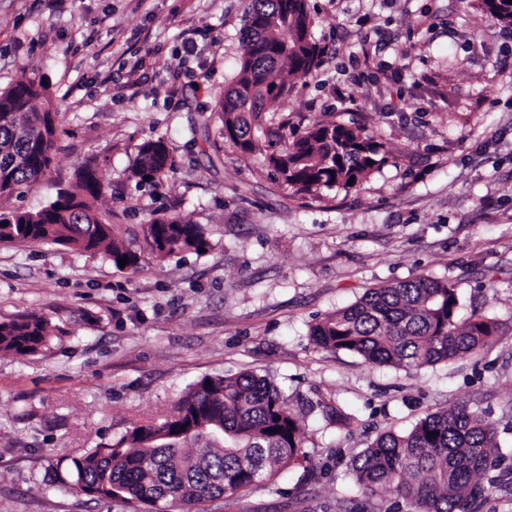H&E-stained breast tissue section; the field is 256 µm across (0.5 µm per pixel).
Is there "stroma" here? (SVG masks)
<instances>
[{"mask_svg":"<svg viewBox=\"0 0 512 512\" xmlns=\"http://www.w3.org/2000/svg\"><path fill=\"white\" fill-rule=\"evenodd\" d=\"M245 0H0V88L34 66L62 132L35 210L92 161L127 246L174 212L205 252L137 271L55 245L0 242V321L45 316L47 348L0 352V512H138L58 489L73 456L161 420L204 376H268L303 419L305 459L204 512H388L357 496L350 461L380 433L461 403L498 430L512 468V28L481 0H309L322 65L268 105L264 128L354 123L388 161L348 190L281 188L258 148L219 140L215 101L236 76ZM193 35L195 53L182 39ZM175 162L130 177L140 144ZM425 275L459 318L497 324L476 353L418 369L316 347L311 327L371 288ZM351 416L337 422V413ZM173 166L167 145L163 139L157 138L140 146L131 173L138 185H157L169 176ZM146 176H149V180H146Z\"/></svg>","mask_w":512,"mask_h":512,"instance_id":"obj_1","label":"stroma"}]
</instances>
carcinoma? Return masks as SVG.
Returning a JSON list of instances; mask_svg holds the SVG:
<instances>
[{
	"label": "carcinoma",
	"instance_id": "cac0c4a2",
	"mask_svg": "<svg viewBox=\"0 0 512 512\" xmlns=\"http://www.w3.org/2000/svg\"><path fill=\"white\" fill-rule=\"evenodd\" d=\"M484 11L512 27V3L482 0ZM322 48L312 34L307 0H247L243 54L236 78L214 105L224 143L249 157L258 146L267 105L288 94L290 80L309 74ZM0 90V202L51 168L58 135L49 87L27 76ZM269 167L296 194L348 189L380 167L383 146L364 129L314 118L300 133L270 132ZM173 171L164 140H148L131 170L137 183L156 185ZM111 188L107 171L87 167L37 210L0 205V241L49 244L102 255L139 268L141 253L120 241L118 225L96 204ZM143 243L162 261L208 246L200 225L175 213L142 225ZM458 297L444 280L419 276L367 291L355 303L311 327L321 348L372 364L420 367L474 353L495 333L491 318L456 321ZM49 321L28 314L0 322V351L28 356L47 346ZM303 420L281 390L252 372L204 376L159 422L137 423L118 441L70 459L66 490L91 500H121L170 512L232 496L267 482L304 456ZM496 427L465 406L427 414L410 430L380 434L351 463L360 492H392L416 512H477L487 475L502 471Z\"/></svg>",
	"mask_w": 512,
	"mask_h": 512
}]
</instances>
